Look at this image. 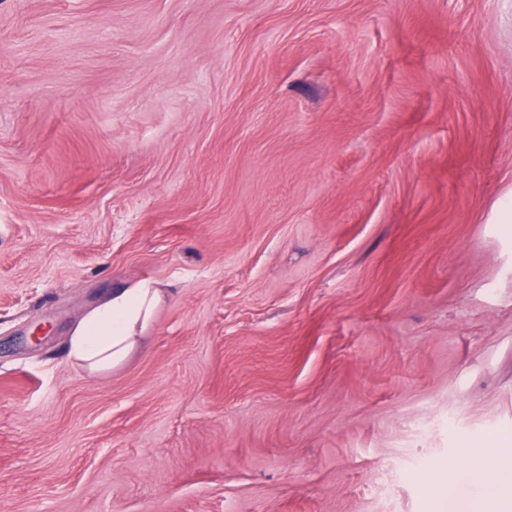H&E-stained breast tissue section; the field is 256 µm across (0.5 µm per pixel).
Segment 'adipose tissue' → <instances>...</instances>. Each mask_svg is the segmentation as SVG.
I'll return each mask as SVG.
<instances>
[{
    "label": "adipose tissue",
    "mask_w": 512,
    "mask_h": 512,
    "mask_svg": "<svg viewBox=\"0 0 512 512\" xmlns=\"http://www.w3.org/2000/svg\"><path fill=\"white\" fill-rule=\"evenodd\" d=\"M163 300L162 289L147 281L114 289L73 330L70 359L92 372L119 367L143 341ZM467 465L478 474L494 466L500 478L490 487H479L459 512H512V440L494 439L474 447Z\"/></svg>",
    "instance_id": "obj_1"
}]
</instances>
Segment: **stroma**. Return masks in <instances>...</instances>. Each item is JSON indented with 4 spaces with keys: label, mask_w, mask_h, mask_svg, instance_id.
<instances>
[{
    "label": "stroma",
    "mask_w": 512,
    "mask_h": 512,
    "mask_svg": "<svg viewBox=\"0 0 512 512\" xmlns=\"http://www.w3.org/2000/svg\"><path fill=\"white\" fill-rule=\"evenodd\" d=\"M495 436L512 0H0V512H457ZM163 301V290L148 281L112 290L73 330L70 359L91 372L119 367L147 337Z\"/></svg>",
    "instance_id": "35a3bbf8"
}]
</instances>
